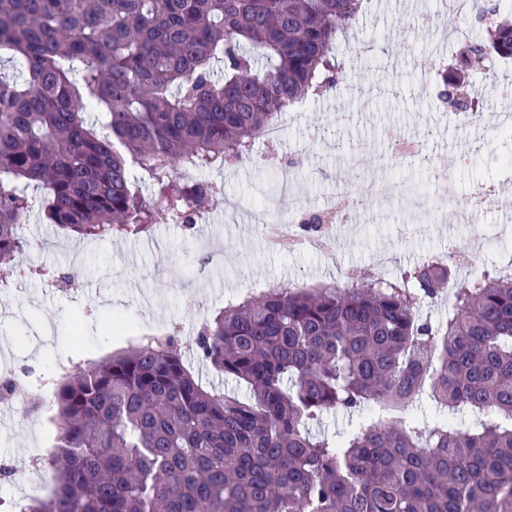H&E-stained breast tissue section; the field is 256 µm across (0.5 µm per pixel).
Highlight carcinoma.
<instances>
[{"mask_svg": "<svg viewBox=\"0 0 512 512\" xmlns=\"http://www.w3.org/2000/svg\"><path fill=\"white\" fill-rule=\"evenodd\" d=\"M368 3L0 0V271L32 186L48 223L86 239L194 229L223 187L178 167L238 165L282 112L336 90L337 46ZM472 9L482 35L461 63L512 59V12ZM436 99L473 108L455 68ZM449 279L432 260L225 306L196 350L246 399L207 390L176 330L74 364L54 385V484L25 512H512V274ZM450 284L448 317H423ZM3 389L44 407L24 382ZM421 402L443 412L421 421ZM365 406L379 416L341 435L307 429Z\"/></svg>", "mask_w": 512, "mask_h": 512, "instance_id": "1", "label": "carcinoma"}]
</instances>
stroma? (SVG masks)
<instances>
[{
	"mask_svg": "<svg viewBox=\"0 0 512 512\" xmlns=\"http://www.w3.org/2000/svg\"><path fill=\"white\" fill-rule=\"evenodd\" d=\"M462 25L479 38L482 29L471 12L444 13L438 0H371L339 46L345 77L337 90L308 98L305 109L290 113L275 133L300 150L299 165L268 164V141L256 140L250 161L205 172V179L223 184L230 205L205 213L196 229L166 223L145 236L82 240L48 224L44 192L31 189L27 245L0 288V370L38 375L56 360L94 363L126 352L140 336L174 327L192 336L227 304L280 285L341 286L352 270L393 278L445 257L452 238L468 253L469 275L512 267V230L499 220L502 209L512 208V195H496L474 216L491 234L488 244L473 241L464 225L452 222L420 235L405 204L446 167L462 196L478 181L512 184V167L494 161L512 153V142L497 134L498 84L512 80V62L468 69L466 84L481 100L478 127L442 120L433 110L434 87L420 69L426 60L458 64L461 45L444 35ZM390 127L408 138L423 137L425 162H391L385 136ZM287 179L306 192L276 195L267 219L326 207L344 187L364 180L383 182L387 197L357 204L350 224L324 234L319 248L277 250L268 245L264 225L242 219L234 204L252 202L256 183L271 189ZM67 273L75 274L76 289L57 286ZM93 285L107 289V297L89 294ZM54 434L48 411L13 410L0 421V461L25 465L51 448Z\"/></svg>",
	"mask_w": 512,
	"mask_h": 512,
	"instance_id": "obj_1",
	"label": "stroma"
}]
</instances>
